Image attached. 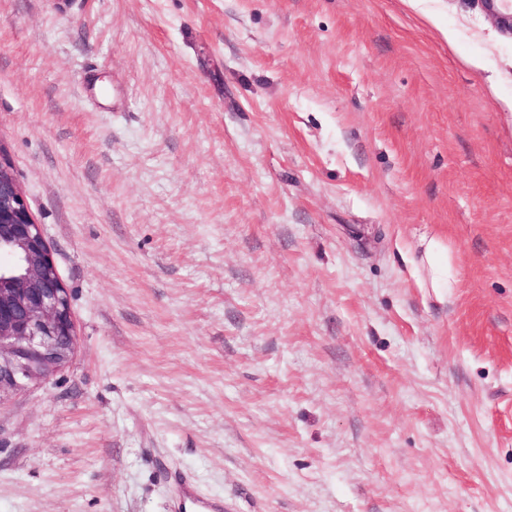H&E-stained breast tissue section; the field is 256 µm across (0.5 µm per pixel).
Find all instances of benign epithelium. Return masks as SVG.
<instances>
[{
    "label": "benign epithelium",
    "instance_id": "obj_1",
    "mask_svg": "<svg viewBox=\"0 0 512 512\" xmlns=\"http://www.w3.org/2000/svg\"><path fill=\"white\" fill-rule=\"evenodd\" d=\"M499 28L512 35V0H482ZM0 395L63 369L75 349L67 288L0 145Z\"/></svg>",
    "mask_w": 512,
    "mask_h": 512
}]
</instances>
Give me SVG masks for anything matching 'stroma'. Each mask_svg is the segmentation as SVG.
<instances>
[{
  "label": "stroma",
  "mask_w": 512,
  "mask_h": 512,
  "mask_svg": "<svg viewBox=\"0 0 512 512\" xmlns=\"http://www.w3.org/2000/svg\"><path fill=\"white\" fill-rule=\"evenodd\" d=\"M0 144L76 334L0 396V512H176L180 479L512 512V36L481 0H0ZM423 252L418 261H412L418 284L432 288L438 296L448 295V288H455L457 279L448 261V249L435 238L422 242Z\"/></svg>",
  "instance_id": "stroma-1"
}]
</instances>
